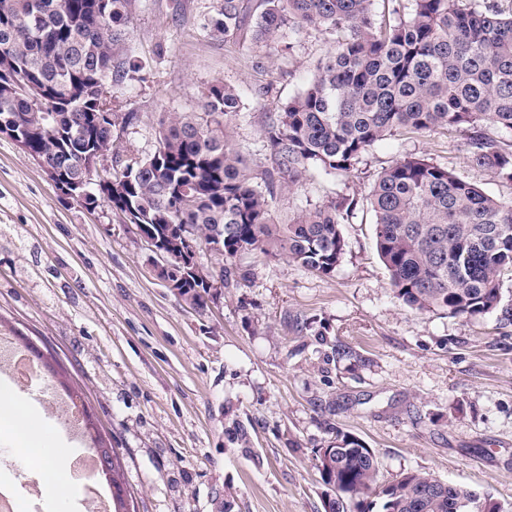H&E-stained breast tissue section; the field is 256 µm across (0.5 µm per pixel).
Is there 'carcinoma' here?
<instances>
[{
    "instance_id": "carcinoma-1",
    "label": "carcinoma",
    "mask_w": 512,
    "mask_h": 512,
    "mask_svg": "<svg viewBox=\"0 0 512 512\" xmlns=\"http://www.w3.org/2000/svg\"><path fill=\"white\" fill-rule=\"evenodd\" d=\"M374 2L259 0L249 24L244 0H221L207 24L211 37L259 45L312 27L334 36L332 51L265 128L270 170H253L232 145L228 126L243 108L233 86L216 81L201 111L167 115L151 156L112 168L125 192L119 201L137 212L130 223L158 240L190 233L227 259L258 251L328 276L355 201L335 197L287 224L275 223L270 208L309 168L349 173L389 136L467 128L472 162L512 182V151L481 132L487 123L512 130V12L486 0H409L405 12L389 0L378 15ZM134 8L135 0H0V47L12 61L0 68V121L15 124L64 178L84 176L81 155L108 142V121L95 111L120 74L114 46L126 39ZM17 79L37 98L13 91ZM370 205L378 255L404 306L465 318L499 307L503 277L512 274V203L426 158L405 157L377 174ZM179 288L199 305L207 286L186 265ZM316 460L333 512H505L425 472L382 484L372 449L349 435L330 462L320 449ZM104 476L112 512H129L117 455ZM430 486L433 496L415 507Z\"/></svg>"
}]
</instances>
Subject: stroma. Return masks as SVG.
Wrapping results in <instances>:
<instances>
[{
	"label": "stroma",
	"mask_w": 512,
	"mask_h": 512,
	"mask_svg": "<svg viewBox=\"0 0 512 512\" xmlns=\"http://www.w3.org/2000/svg\"><path fill=\"white\" fill-rule=\"evenodd\" d=\"M219 4L138 0L115 60L140 69L105 89L121 154L152 155L164 113L199 111L220 80L243 102L235 148L269 167L264 128L332 38L306 29L287 51L227 44L205 30ZM410 156L512 201V182L472 162L466 132L391 136L354 172L310 169L271 203L285 224L356 198L334 273L203 245L197 262L214 286L197 306L164 286L123 214L66 198L0 137V336L28 337L61 362L117 451L136 512H324L315 452L342 434L375 452L380 482L427 472L512 508V277L500 309L473 318L399 302L366 197L383 168ZM0 488L21 512H86L69 479L34 500L27 479L0 468Z\"/></svg>",
	"instance_id": "35a3bbf8"
}]
</instances>
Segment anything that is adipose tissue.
<instances>
[{"mask_svg": "<svg viewBox=\"0 0 512 512\" xmlns=\"http://www.w3.org/2000/svg\"><path fill=\"white\" fill-rule=\"evenodd\" d=\"M3 429L12 436L21 466L38 474L45 491H54L64 478L67 447L56 430L6 381L0 383V430Z\"/></svg>", "mask_w": 512, "mask_h": 512, "instance_id": "1", "label": "adipose tissue"}]
</instances>
